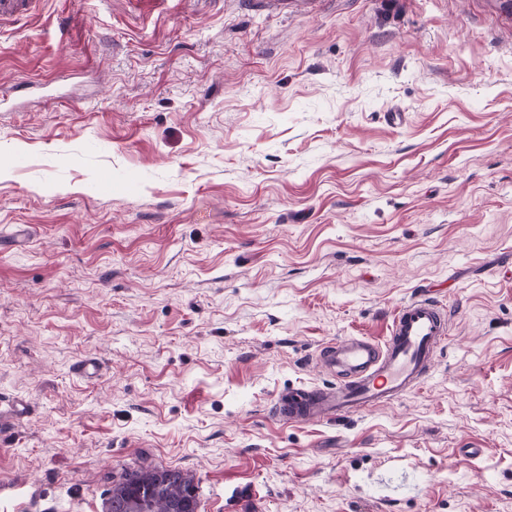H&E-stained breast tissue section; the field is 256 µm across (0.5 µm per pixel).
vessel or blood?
Instances as JSON below:
<instances>
[{
  "label": "vessel or blood",
  "instance_id": "obj_1",
  "mask_svg": "<svg viewBox=\"0 0 512 512\" xmlns=\"http://www.w3.org/2000/svg\"><path fill=\"white\" fill-rule=\"evenodd\" d=\"M40 2L0 0V20L32 17ZM448 335L446 310L430 294H419L396 309L384 343L351 337L324 346L318 360L335 373V384L290 387L276 399L273 413L291 422L341 418L399 399L421 384Z\"/></svg>",
  "mask_w": 512,
  "mask_h": 512
}]
</instances>
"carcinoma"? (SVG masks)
Here are the masks:
<instances>
[{
    "mask_svg": "<svg viewBox=\"0 0 512 512\" xmlns=\"http://www.w3.org/2000/svg\"><path fill=\"white\" fill-rule=\"evenodd\" d=\"M153 487L146 498L139 488ZM198 494L193 475L176 469L126 467L112 477L104 512H197Z\"/></svg>",
    "mask_w": 512,
    "mask_h": 512,
    "instance_id": "obj_1",
    "label": "carcinoma"
}]
</instances>
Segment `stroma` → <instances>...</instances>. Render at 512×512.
Listing matches in <instances>:
<instances>
[{
	"instance_id": "35a3bbf8",
	"label": "stroma",
	"mask_w": 512,
	"mask_h": 512,
	"mask_svg": "<svg viewBox=\"0 0 512 512\" xmlns=\"http://www.w3.org/2000/svg\"><path fill=\"white\" fill-rule=\"evenodd\" d=\"M425 288L450 333L422 384L274 418L332 381L323 345L384 342ZM16 400L0 512H102L140 465L193 473L198 512H512V12L44 0L1 23Z\"/></svg>"
}]
</instances>
